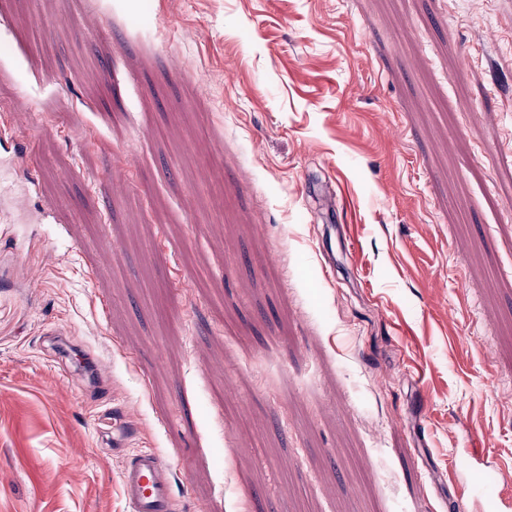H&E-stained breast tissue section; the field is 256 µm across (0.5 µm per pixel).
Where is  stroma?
<instances>
[{"label":"stroma","mask_w":512,"mask_h":512,"mask_svg":"<svg viewBox=\"0 0 512 512\" xmlns=\"http://www.w3.org/2000/svg\"><path fill=\"white\" fill-rule=\"evenodd\" d=\"M1 17L71 221L0 223V512H126L138 448L181 512H512V0Z\"/></svg>","instance_id":"obj_1"}]
</instances>
